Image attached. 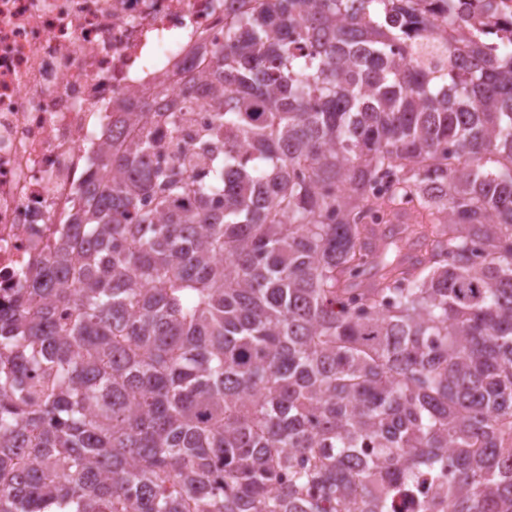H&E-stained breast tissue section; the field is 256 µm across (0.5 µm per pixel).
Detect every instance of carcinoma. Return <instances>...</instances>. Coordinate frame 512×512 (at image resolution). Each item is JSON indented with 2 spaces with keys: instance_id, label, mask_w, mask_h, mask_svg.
Listing matches in <instances>:
<instances>
[{
  "instance_id": "cac0c4a2",
  "label": "carcinoma",
  "mask_w": 512,
  "mask_h": 512,
  "mask_svg": "<svg viewBox=\"0 0 512 512\" xmlns=\"http://www.w3.org/2000/svg\"><path fill=\"white\" fill-rule=\"evenodd\" d=\"M237 2L0 310V512H512V37ZM191 112L183 115V125L190 133H204L213 120V112L199 96L191 100Z\"/></svg>"
}]
</instances>
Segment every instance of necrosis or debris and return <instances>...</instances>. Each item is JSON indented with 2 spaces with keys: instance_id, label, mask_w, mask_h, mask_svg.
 <instances>
[{
  "instance_id": "obj_1",
  "label": "necrosis or debris",
  "mask_w": 512,
  "mask_h": 512,
  "mask_svg": "<svg viewBox=\"0 0 512 512\" xmlns=\"http://www.w3.org/2000/svg\"><path fill=\"white\" fill-rule=\"evenodd\" d=\"M224 0H0V303L26 287L132 97L183 92Z\"/></svg>"
}]
</instances>
